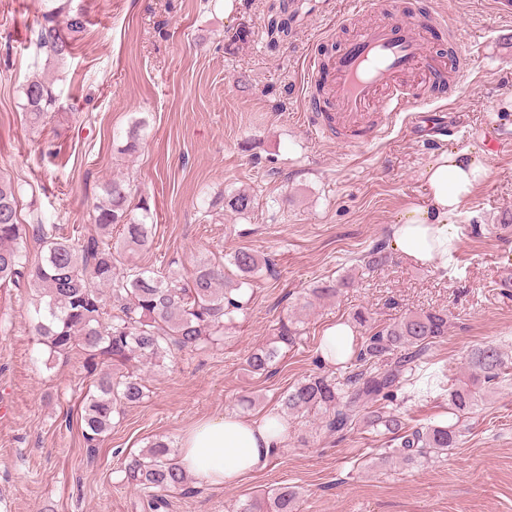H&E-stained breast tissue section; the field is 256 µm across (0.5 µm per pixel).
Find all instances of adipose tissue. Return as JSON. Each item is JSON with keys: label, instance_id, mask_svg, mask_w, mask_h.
<instances>
[{"label": "adipose tissue", "instance_id": "1", "mask_svg": "<svg viewBox=\"0 0 512 512\" xmlns=\"http://www.w3.org/2000/svg\"><path fill=\"white\" fill-rule=\"evenodd\" d=\"M486 175L484 152L476 146L433 154L420 173L426 198L410 205L392 225L393 248L423 267L449 266L459 239L460 209ZM287 432V423L271 417L248 420L227 413L201 420L184 433L177 463L199 485L234 486L267 467Z\"/></svg>", "mask_w": 512, "mask_h": 512}]
</instances>
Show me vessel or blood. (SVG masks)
Masks as SVG:
<instances>
[{"label": "vessel or blood", "mask_w": 512, "mask_h": 512, "mask_svg": "<svg viewBox=\"0 0 512 512\" xmlns=\"http://www.w3.org/2000/svg\"><path fill=\"white\" fill-rule=\"evenodd\" d=\"M429 20L408 15L391 0L384 19L361 28L328 62L310 58L308 85L323 84L324 97H309L304 115L312 135H340L358 147L385 134L391 116L410 112L420 127L433 125V111L418 110L419 92L461 84L469 60L462 52L446 56L430 50Z\"/></svg>", "instance_id": "b4317fda"}]
</instances>
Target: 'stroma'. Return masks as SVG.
<instances>
[{"label":"stroma","mask_w":512,"mask_h":512,"mask_svg":"<svg viewBox=\"0 0 512 512\" xmlns=\"http://www.w3.org/2000/svg\"><path fill=\"white\" fill-rule=\"evenodd\" d=\"M87 32L56 72L58 112L31 129L21 87L40 73L34 30L40 0H0V176L29 182L22 223L42 219L64 234L95 235L102 185L129 181L147 199L153 239L139 264L192 268L239 248L266 256L245 313L224 338L173 352L144 371L146 395L122 407L97 447L82 436L90 385L78 353L46 366L31 332L32 295L0 287V512H148L121 470L126 456L158 439L178 448L199 420L235 412L257 419L279 412L288 388L307 376H342L320 362L325 328L369 312L381 327L426 310L448 315V335L429 351L448 380L467 375L466 357L493 343L512 368V154L490 151L487 118L512 131V17L493 0H434L432 46L456 32L470 60L463 84L424 96L446 109L448 128L423 142L393 119L362 147L312 136L302 122L305 62L334 53L353 29L339 20L349 0H304L288 34L269 31L289 0H73ZM143 122L136 153L126 133ZM52 143L56 156L42 154ZM473 144L485 151L486 178L464 202L452 271L418 268L400 256L367 271L357 259L390 243L391 224L423 188L432 154ZM244 189L248 217L207 222L200 202ZM352 275L328 301H309L314 282ZM296 317L302 336L281 349L269 372L246 359ZM309 412L289 418L288 436L269 466L232 487L170 492L160 512H232L270 486H296L299 512H512V384L461 419L463 440L415 465H374L387 436L358 430L339 437Z\"/></svg>","instance_id":"35a3bbf8"}]
</instances>
